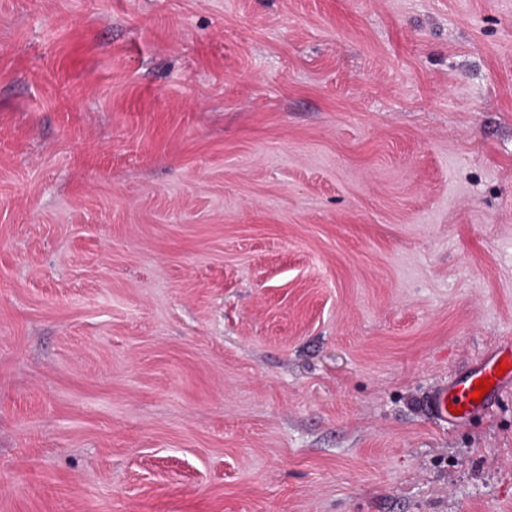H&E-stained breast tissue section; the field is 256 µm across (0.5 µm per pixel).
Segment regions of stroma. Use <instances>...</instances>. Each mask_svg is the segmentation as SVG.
<instances>
[{
    "mask_svg": "<svg viewBox=\"0 0 512 512\" xmlns=\"http://www.w3.org/2000/svg\"><path fill=\"white\" fill-rule=\"evenodd\" d=\"M512 0H0V512H512ZM499 361L502 363L508 361L509 370H505L502 377H498L496 372ZM480 378L494 380V384L492 388L488 387L489 391L480 402H472L473 387ZM510 383H512V353L504 358L495 356L464 377L438 387L429 395L427 405L432 415L440 422L463 423L471 414L487 411L498 396L510 386ZM449 406L452 408L463 407V410L453 414V411L449 410Z\"/></svg>",
    "mask_w": 512,
    "mask_h": 512,
    "instance_id": "1",
    "label": "stroma"
}]
</instances>
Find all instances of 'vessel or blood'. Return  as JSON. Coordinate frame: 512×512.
Wrapping results in <instances>:
<instances>
[{"label":"vessel or blood","mask_w":512,"mask_h":512,"mask_svg":"<svg viewBox=\"0 0 512 512\" xmlns=\"http://www.w3.org/2000/svg\"><path fill=\"white\" fill-rule=\"evenodd\" d=\"M507 361L510 368L504 374H497L498 362L493 359L464 377L435 389L429 395L427 402L432 415L441 422L459 424L468 420L473 413L488 410L498 396L512 386V354L508 355ZM482 378L492 379L493 386L481 401H472L473 387L476 381Z\"/></svg>","instance_id":"vessel-or-blood-1"}]
</instances>
